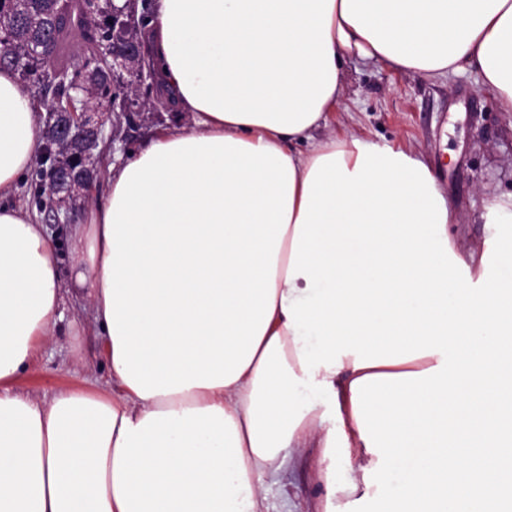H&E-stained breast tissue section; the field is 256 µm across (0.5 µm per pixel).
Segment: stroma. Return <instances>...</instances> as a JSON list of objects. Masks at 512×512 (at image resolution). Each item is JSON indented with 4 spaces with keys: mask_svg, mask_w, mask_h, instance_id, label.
<instances>
[{
    "mask_svg": "<svg viewBox=\"0 0 512 512\" xmlns=\"http://www.w3.org/2000/svg\"><path fill=\"white\" fill-rule=\"evenodd\" d=\"M340 106L319 128L418 153L431 168L459 218L456 236L463 247L481 246L491 231L495 205L512 207V107L481 89L475 73L430 80L347 57ZM184 125L178 113L155 107L143 110L134 126L120 124L119 136L137 147L154 130ZM34 172H27L12 196L27 210L56 247L60 306L52 335L20 374L15 390L37 400L73 388L110 389V367L102 341L91 328V310L75 283L71 265L73 227L51 224L35 195ZM267 512H302L315 498L306 456L267 481Z\"/></svg>",
    "mask_w": 512,
    "mask_h": 512,
    "instance_id": "1",
    "label": "stroma"
}]
</instances>
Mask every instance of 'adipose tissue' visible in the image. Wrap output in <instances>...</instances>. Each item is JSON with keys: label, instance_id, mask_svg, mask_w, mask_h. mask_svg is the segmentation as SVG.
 Wrapping results in <instances>:
<instances>
[{"label": "adipose tissue", "instance_id": "ef3b65f1", "mask_svg": "<svg viewBox=\"0 0 512 512\" xmlns=\"http://www.w3.org/2000/svg\"><path fill=\"white\" fill-rule=\"evenodd\" d=\"M164 101L186 117L108 168L103 202L75 226V280L90 301L111 393L14 391L52 334L60 302L53 243L9 204L43 142L31 94L0 70V512H266V477L307 454L327 484L329 422L315 403L289 445L250 441L257 367L279 337L298 346L283 304L305 179L352 138L313 141L343 98L356 56L426 78L477 71L512 106V0H152L143 34ZM408 362L319 369L338 395L350 459L376 465L351 384L419 372Z\"/></svg>", "mask_w": 512, "mask_h": 512}]
</instances>
